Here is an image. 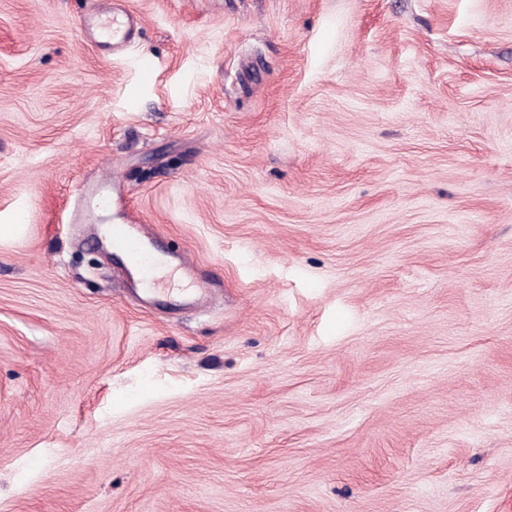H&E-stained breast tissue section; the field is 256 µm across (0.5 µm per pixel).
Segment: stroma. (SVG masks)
I'll use <instances>...</instances> for the list:
<instances>
[{"label": "stroma", "instance_id": "obj_1", "mask_svg": "<svg viewBox=\"0 0 512 512\" xmlns=\"http://www.w3.org/2000/svg\"><path fill=\"white\" fill-rule=\"evenodd\" d=\"M126 7L0 0V512H512V0ZM112 25L102 26L96 18L92 21L95 29L94 43L112 46L119 49L129 43L133 37L134 25L128 24L126 18L112 10ZM111 244L112 250L124 256L128 270H135L143 282L151 276L150 248L143 238L132 233L130 224H112Z\"/></svg>", "mask_w": 512, "mask_h": 512}]
</instances>
